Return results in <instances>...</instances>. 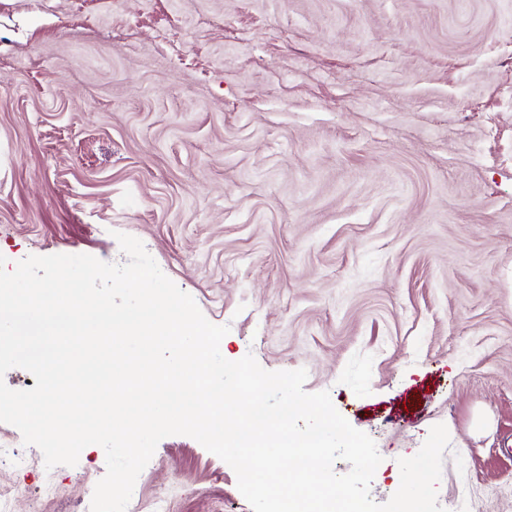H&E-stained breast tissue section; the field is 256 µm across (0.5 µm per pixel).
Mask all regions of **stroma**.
I'll return each mask as SVG.
<instances>
[{"mask_svg":"<svg viewBox=\"0 0 512 512\" xmlns=\"http://www.w3.org/2000/svg\"><path fill=\"white\" fill-rule=\"evenodd\" d=\"M144 244L224 355L383 457L386 502L444 424V512H512V0H0V255ZM11 512H84L101 446L46 469L0 423ZM252 512L162 439L131 505Z\"/></svg>","mask_w":512,"mask_h":512,"instance_id":"obj_1","label":"stroma"}]
</instances>
